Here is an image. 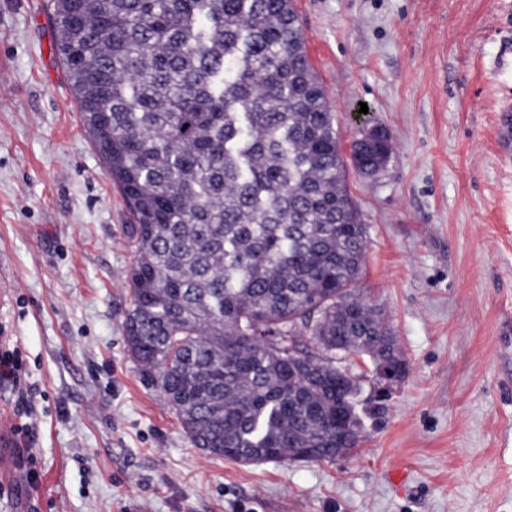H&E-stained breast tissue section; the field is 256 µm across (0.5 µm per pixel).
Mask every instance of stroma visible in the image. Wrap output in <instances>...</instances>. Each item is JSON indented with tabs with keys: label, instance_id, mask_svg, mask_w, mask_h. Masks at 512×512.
I'll return each mask as SVG.
<instances>
[{
	"label": "stroma",
	"instance_id": "stroma-1",
	"mask_svg": "<svg viewBox=\"0 0 512 512\" xmlns=\"http://www.w3.org/2000/svg\"><path fill=\"white\" fill-rule=\"evenodd\" d=\"M343 149L388 130L360 295L408 372L319 462L196 448L122 330L132 221L86 132L50 0H0V418L33 463L0 512H512V0H293ZM367 112H360V104Z\"/></svg>",
	"mask_w": 512,
	"mask_h": 512
}]
</instances>
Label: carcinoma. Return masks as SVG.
<instances>
[{
	"label": "carcinoma",
	"mask_w": 512,
	"mask_h": 512,
	"mask_svg": "<svg viewBox=\"0 0 512 512\" xmlns=\"http://www.w3.org/2000/svg\"><path fill=\"white\" fill-rule=\"evenodd\" d=\"M84 127L133 217L131 357L195 447L238 463L333 460L361 441L338 357L402 361L357 293L350 198L391 141L343 155L292 0H53Z\"/></svg>",
	"instance_id": "1"
}]
</instances>
